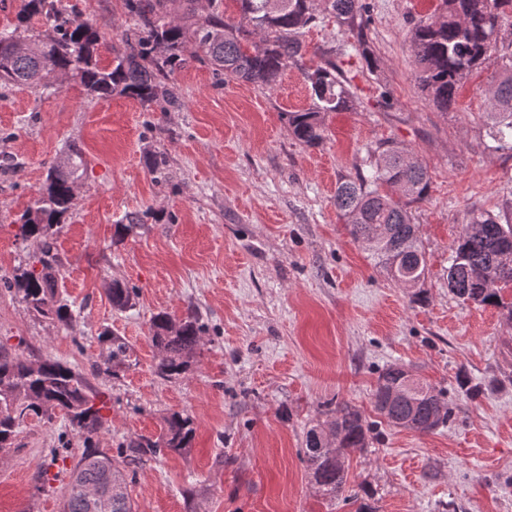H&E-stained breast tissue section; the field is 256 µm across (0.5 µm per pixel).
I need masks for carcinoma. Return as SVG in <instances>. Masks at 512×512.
<instances>
[{
    "label": "carcinoma",
    "mask_w": 512,
    "mask_h": 512,
    "mask_svg": "<svg viewBox=\"0 0 512 512\" xmlns=\"http://www.w3.org/2000/svg\"><path fill=\"white\" fill-rule=\"evenodd\" d=\"M134 28L125 34V50L102 62L103 37L90 23H75L59 10L56 0H22L16 22L0 28V87L50 88L74 82L97 99L114 95L143 105H177L169 80L191 59H202L212 68L216 83L236 80L273 87L290 66L307 54L303 29L317 22L319 14L340 25L359 27L367 6L362 0H235L240 23L225 16L223 0H208L199 13L198 0H123ZM44 21L38 34L28 28L31 17ZM512 16V0H441L434 15L413 25L408 33L410 50L418 65L416 81L438 110L454 109L459 88L473 71L495 65L499 74L486 90L488 136L498 149L512 150V44L499 45L503 21ZM193 53L185 54L187 45ZM323 52V63L302 71L314 96L308 109L288 113V127L306 146L321 143L326 116L350 108L351 92L342 68ZM370 170L336 186L334 204L345 219L351 238L365 245L371 257L396 284L407 278L425 279L426 260L414 224L411 204L429 195L431 177L418 158L408 161L405 150L393 140L377 143L369 151ZM85 166L82 152L74 148L66 161L52 165L44 192L26 210L19 236L43 242L41 270L25 268L7 282L36 314L59 320L70 317L68 305L56 297V271L50 251L61 219L75 203L76 174ZM512 266V205L497 214L470 212L451 247L446 268L448 290L464 303L507 310L512 301L503 292L512 289V278L501 280L503 264ZM113 307L130 306L132 291L119 282L109 289ZM152 341L161 357L157 374L167 380L186 375L200 346L205 327L195 314L179 322L162 312L152 321ZM108 363L113 368L131 364L132 350L118 336H104ZM87 379L66 364L51 358H28L0 347V449L14 445L21 423L30 416L52 421L60 412L86 444L82 458L70 472L64 512H102L88 494L89 488L112 484V506L107 512H134L127 493L122 462L92 447L107 420L93 403ZM376 419L348 404L326 411L327 419L307 432L302 460L316 491L334 500L347 492V452L366 448L378 426L400 427L428 433L451 418L448 392L415 377L413 369L392 363L378 375L373 391ZM335 431L340 456L322 444ZM195 428L190 417L174 413L166 419L159 439L130 445L136 459L164 449L192 447Z\"/></svg>",
    "instance_id": "1"
}]
</instances>
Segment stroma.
I'll use <instances>...</instances> for the list:
<instances>
[{
	"label": "stroma",
	"instance_id": "1",
	"mask_svg": "<svg viewBox=\"0 0 512 512\" xmlns=\"http://www.w3.org/2000/svg\"><path fill=\"white\" fill-rule=\"evenodd\" d=\"M62 3L121 48L132 24L122 0ZM370 3L371 59L334 20L302 36L306 65L340 53L353 92L314 147L288 129L289 113L313 104L294 67L271 88L220 86L208 64L189 61L171 77L180 106L169 111L70 85L0 89V345L88 379L107 420L95 447L112 458L159 437L171 414L194 422L191 448L126 467L136 512H356L357 502L316 493L301 450L327 402L372 414L378 372L391 363L445 389L453 416L424 434L383 427L349 453L348 489L367 493L375 512H512V321L459 302L442 279L469 212L512 204V150L493 148L484 118L496 68L475 71L454 110H437L406 35L440 0ZM386 139L431 174L413 206L428 265L416 290L376 267L334 205L337 183L367 170L369 148ZM72 144L85 167L54 237L58 294L73 314L59 321L29 311L3 281L39 257L40 242L18 235L20 217ZM159 154L167 163L156 174ZM130 215L139 225L117 240ZM115 281L137 291L122 311L108 292ZM160 312L197 313L206 328L177 380L155 372ZM106 334L131 346L130 367L108 372ZM83 451L62 416L28 420L0 452V512H62Z\"/></svg>",
	"mask_w": 512,
	"mask_h": 512
}]
</instances>
